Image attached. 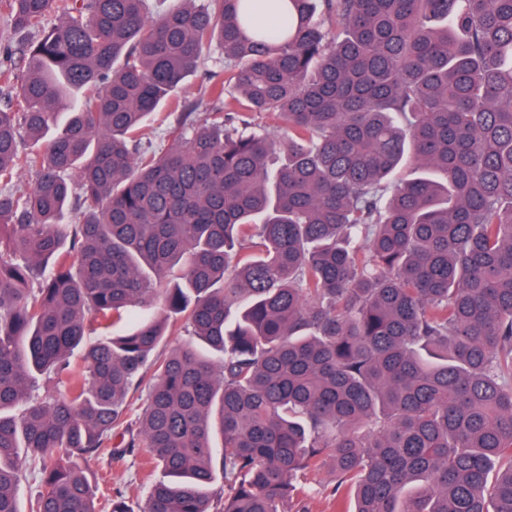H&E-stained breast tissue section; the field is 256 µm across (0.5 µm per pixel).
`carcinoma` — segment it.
<instances>
[{
	"mask_svg": "<svg viewBox=\"0 0 512 512\" xmlns=\"http://www.w3.org/2000/svg\"><path fill=\"white\" fill-rule=\"evenodd\" d=\"M0 15V512H512V0ZM179 97L189 102H197L199 105L197 112H204L206 110L208 107V98L205 95V83L200 73L190 77L185 82L179 92ZM89 474L93 481L102 472L107 473L109 485L112 486V491H120L124 497L128 498L130 504L134 505V510L137 512L135 503L141 502L146 495V488L143 485L142 472L138 467H127L126 465L112 464V471L107 468L105 462L92 458L86 463ZM94 482V481H93ZM336 479V474L329 467L310 473L309 495L300 502L295 500L290 506L307 512H334L327 494L336 484Z\"/></svg>",
	"mask_w": 512,
	"mask_h": 512,
	"instance_id": "carcinoma-1",
	"label": "carcinoma"
}]
</instances>
